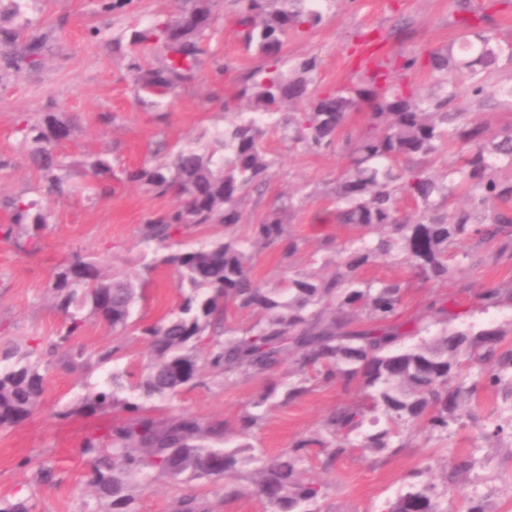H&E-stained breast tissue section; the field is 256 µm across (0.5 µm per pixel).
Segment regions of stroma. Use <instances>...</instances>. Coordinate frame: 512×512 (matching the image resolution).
Returning a JSON list of instances; mask_svg holds the SVG:
<instances>
[{"mask_svg":"<svg viewBox=\"0 0 512 512\" xmlns=\"http://www.w3.org/2000/svg\"><path fill=\"white\" fill-rule=\"evenodd\" d=\"M182 8L181 0H128L122 11L103 13L98 0H27L29 25L21 30L19 40L46 35L48 50L36 68L0 69V159L5 162L0 168V196H34L40 173L31 163L18 125L23 119L42 122L49 113L71 127L61 152L75 192L50 203L49 225L40 231L34 252L0 239V348L21 354L31 338L55 336L63 317L48 285L58 267L76 253L96 261L107 274L135 282L148 278L147 298L137 302L134 312L141 322H153L177 306L180 295L172 272L163 267L148 271L156 253L140 238L141 225L175 206L177 196H159L149 186L132 183L109 197L93 195L86 189L85 165L99 154L111 159L118 174L153 159L158 143L173 148L199 144L206 131L228 121L224 101L235 98L241 78L263 63L239 41L238 0H221L215 31L195 78L160 112H151L138 101L130 55L113 48L114 42L128 43L136 23L156 16L174 18ZM473 15L485 16L486 28L497 39L512 41V5L499 0H332L322 21L289 39L282 53L292 65L315 59V89H348L361 81L363 39L389 56L421 55L458 45L461 20ZM218 59L227 64V72L216 70ZM266 146L277 163L269 172L262 199L244 203L243 220L233 233L247 237L250 225L260 223L275 202L294 198L296 208L287 218L288 231L298 243L293 266L281 265L270 249L256 256V278L269 288L289 274L309 272V257L324 240L343 243L357 231L336 224L327 200L350 162L344 146L311 153L294 149L277 135L267 136ZM499 249V242L488 244L475 262L438 286L411 280L405 316L423 313L430 297L440 295L455 314L450 328L475 333L499 329L505 333L504 345L512 346V305L484 313L470 309L474 292L489 286L512 288V256H499ZM107 373L104 367L89 370L71 365L65 356L55 357L37 412L0 432V499L28 500L34 512H84L89 498L84 485L87 462L77 447L88 428L105 425L109 418L79 416L62 422L55 413L94 391ZM272 382L288 386L287 368L233 383L209 375L163 405L168 413L221 419L232 428L251 400ZM350 400L336 386L310 383L299 399L267 406L261 430L244 456L256 451L275 455L297 436L318 433L323 419ZM500 409V399L486 390L478 405L463 413L447 440L429 441L415 433L397 451L367 457L353 454L327 470L313 467L310 478L324 487L315 512H382L405 491L413 472L424 471L427 480L438 481L446 462L461 455L472 459L465 481L484 512H512V440L481 436ZM42 462L59 470L60 482H41L37 468ZM184 492L204 496L213 512H265L258 497H229L223 483L188 475L176 484L161 479L138 488L133 508L173 512L176 497Z\"/></svg>","mask_w":512,"mask_h":512,"instance_id":"obj_1","label":"stroma"}]
</instances>
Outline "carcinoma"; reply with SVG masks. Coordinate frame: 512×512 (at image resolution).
Segmentation results:
<instances>
[{"mask_svg": "<svg viewBox=\"0 0 512 512\" xmlns=\"http://www.w3.org/2000/svg\"><path fill=\"white\" fill-rule=\"evenodd\" d=\"M186 2L190 7L177 18H154L135 28L129 39L135 91L151 108L194 78L220 0ZM240 2L241 43L264 58L244 77L239 92L252 101L251 111L224 103L225 111L237 110L235 119L214 129L203 146L172 150L166 161L126 170L117 180L112 162L98 155L88 164L91 189L106 196L126 182L145 184L158 195L174 193L178 205L140 229L145 246L165 248L191 228L241 223L243 202L262 196L276 164L265 145L268 133L317 153L343 137L352 151L351 164L328 200L336 221L359 228L360 234L345 244L322 243L321 249L336 255L330 276H297L282 288L263 287L255 277L251 248L277 249L284 265L298 250L286 224V213L295 209L289 198L251 225L244 239H213L159 259L157 265L174 273L181 301L159 321L136 327L151 349L142 374L113 371L82 402L55 412L60 420L113 413L112 423L85 436L79 448L88 463L86 485L95 498L86 503V512H101V502L111 506L108 512H133L131 488L159 478L177 482L190 473L218 481L238 474V451L224 448L223 420L165 415L146 404L199 384L207 370L233 381L273 373L287 363L288 375L298 380L283 394L285 402L307 393L312 379L358 396L357 402L333 410L320 433L300 436L268 459L253 458L257 467L250 484L228 495L255 494L268 512H312L306 505L321 496L322 486L302 475L315 460L327 469L353 452L367 456L402 448L401 434L409 426L431 439H445L465 403L482 388L512 403V349H499L502 333L448 329L450 312L441 297L427 304L431 321H402L409 280L364 276L380 261H400L424 282H446L487 241H501L505 252L512 245V216L495 208L512 203V175L506 180L499 175L503 168L512 172V127L494 132L478 117L452 109L456 77L465 72L477 103L497 93L489 75L500 60L512 61V43L473 31L461 36L465 57L451 50L403 56L358 87L318 95L315 61L306 59L288 73L282 49L303 28L322 20L326 0ZM148 52L161 53V64L152 65ZM3 60L14 70L37 67L39 40L32 39L18 54H4ZM422 67L428 68L438 92L426 93L404 80V73ZM360 101L372 112L362 136L354 140L344 130ZM18 131L45 185L38 198L0 196V208L9 214V223L0 224V237L25 248L27 228H33V239L47 227L44 202L67 193L70 173L57 148L69 139L71 128L50 113L40 124L21 120ZM454 148L458 157L443 176L431 175L428 165ZM457 194L466 198V207H451ZM403 201L413 206L411 213L401 211ZM50 291L64 315L56 339L47 347L34 342L17 360L12 352L0 354V429L28 420L39 408L43 356L61 351L73 362L82 359L84 351L72 347L71 340L83 334L90 320L123 335L132 326L137 301L145 299V286L110 278L79 256L54 274ZM507 300L512 302V291L484 288L475 293L472 310L496 309ZM235 311L251 313L253 322L240 331L224 326L227 313ZM423 332L427 337L406 344ZM261 421V414L248 410L238 418L235 433L243 440L241 447H252ZM469 467V457L457 458L441 489L415 472L411 490L389 503L386 512H444L439 498L448 493L470 498L456 481ZM173 512H210V507L195 495H182Z\"/></svg>", "mask_w": 512, "mask_h": 512, "instance_id": "obj_1", "label": "carcinoma"}]
</instances>
